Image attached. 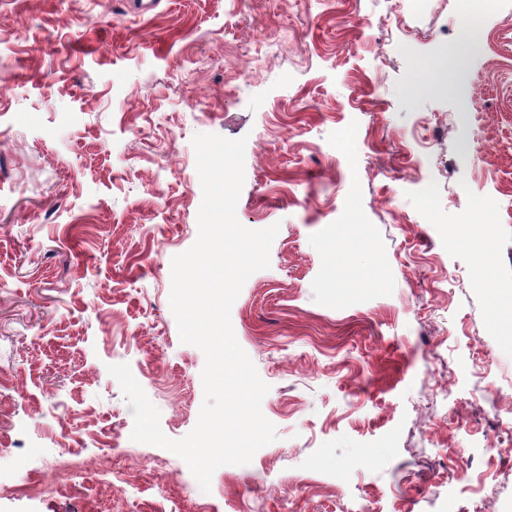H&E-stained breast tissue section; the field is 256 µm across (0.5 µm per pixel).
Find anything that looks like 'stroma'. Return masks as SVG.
<instances>
[{
  "label": "stroma",
  "mask_w": 512,
  "mask_h": 512,
  "mask_svg": "<svg viewBox=\"0 0 512 512\" xmlns=\"http://www.w3.org/2000/svg\"><path fill=\"white\" fill-rule=\"evenodd\" d=\"M460 8L0 0V512H512V9ZM198 133L279 227L230 313L277 438L205 494L108 371L195 427Z\"/></svg>",
  "instance_id": "obj_1"
}]
</instances>
